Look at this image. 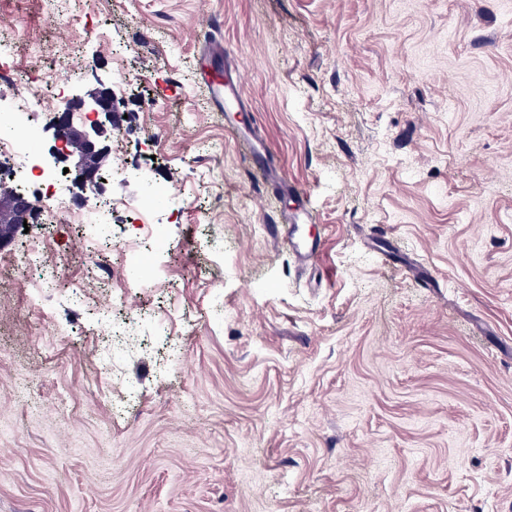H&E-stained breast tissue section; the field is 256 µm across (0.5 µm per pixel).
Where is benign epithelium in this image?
Masks as SVG:
<instances>
[{"label":"benign epithelium","mask_w":512,"mask_h":512,"mask_svg":"<svg viewBox=\"0 0 512 512\" xmlns=\"http://www.w3.org/2000/svg\"><path fill=\"white\" fill-rule=\"evenodd\" d=\"M104 115L107 122H112L115 116V109L112 94L102 92L93 100V106L89 115L91 120L92 133H87L76 127L68 112L57 117L55 122L56 151L65 160L75 158V169L82 174L85 183L96 184L95 177L97 161L105 154V150L99 142L91 135L103 133L104 123L96 120L99 115ZM33 204L29 198L22 195H0V248L7 247L12 241V235L6 227L25 221L26 216L32 210Z\"/></svg>","instance_id":"7a95c632"}]
</instances>
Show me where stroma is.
<instances>
[{
	"instance_id": "obj_1",
	"label": "stroma",
	"mask_w": 512,
	"mask_h": 512,
	"mask_svg": "<svg viewBox=\"0 0 512 512\" xmlns=\"http://www.w3.org/2000/svg\"><path fill=\"white\" fill-rule=\"evenodd\" d=\"M48 74L42 169L0 167L34 204L0 250V512H512V0H0V113ZM106 90L121 170L91 186L54 123ZM47 168L112 202L105 235L50 222ZM299 210L305 263L279 236ZM36 238L82 293L47 319L15 263ZM106 313L135 318L122 345ZM209 83L212 93L216 98L222 101L224 112H234L240 108V100L237 92V85L225 84V82H212L206 78ZM237 111V110H236ZM235 111V112H236ZM162 188L150 184L149 191L142 198L139 208L133 217L131 224H137L139 226L138 240H152V242L158 241L161 237L159 232V224H155L152 220L154 213V207L156 205L159 195L162 193Z\"/></svg>"
}]
</instances>
